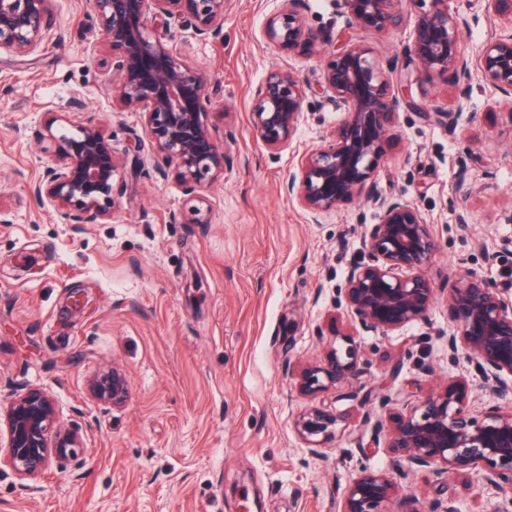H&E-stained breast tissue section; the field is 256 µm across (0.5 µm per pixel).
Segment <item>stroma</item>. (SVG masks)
I'll use <instances>...</instances> for the list:
<instances>
[{"instance_id":"1","label":"stroma","mask_w":512,"mask_h":512,"mask_svg":"<svg viewBox=\"0 0 512 512\" xmlns=\"http://www.w3.org/2000/svg\"><path fill=\"white\" fill-rule=\"evenodd\" d=\"M278 5L229 0L220 40L175 30L173 51L206 78L211 131L229 151L223 177L194 197L175 174L158 173L139 114L113 112V73L89 0H51L53 30L28 57L0 50V379L49 392L58 423L77 429L86 447L53 462L32 492L0 471V512H339L353 478L391 469L371 433L403 411L408 386L417 406L465 377L474 414L512 408V390L490 395L448 349L451 272L480 271L512 295V99L477 79L462 95L440 81L414 84L421 108L400 109L377 188L415 203L431 225L435 300L425 320L400 331H356L333 298L376 209L360 200L312 222L284 191L301 155L330 137L342 113L310 100L292 144L275 155L251 123L268 69L314 84L331 59L291 56L264 40ZM75 98L110 136L124 185L111 220L78 234L25 191L50 162L49 134L84 121L68 109ZM448 111L461 115L452 135L435 119ZM173 211L180 223H170ZM76 290L78 309L68 302ZM331 322L354 337L357 375L336 391L302 394L286 361L318 362L330 339L316 328ZM398 360L402 372L389 379ZM114 368L128 381L118 407L87 393L90 378ZM382 388L387 409L366 412L365 395ZM314 406L341 418L317 456L292 424ZM397 481L403 494L390 512H436L450 498L465 512H495L501 502L462 475L417 471Z\"/></svg>"}]
</instances>
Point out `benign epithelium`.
Returning <instances> with one entry per match:
<instances>
[{
    "mask_svg": "<svg viewBox=\"0 0 512 512\" xmlns=\"http://www.w3.org/2000/svg\"><path fill=\"white\" fill-rule=\"evenodd\" d=\"M51 0H0V50L23 58L50 35ZM228 0H90L103 42L112 50V111L138 112L164 168L175 170L185 191L224 173L228 153L209 125L207 83L173 53L172 23L193 28L203 39L224 36ZM279 10L263 28L269 43L294 56H318L328 41L306 21V0H279ZM348 27L336 43L321 80L311 85L285 68H270L256 88L251 123L272 152L289 144L309 97L323 95L345 112L332 138L301 157L288 178V195L312 219L367 197L378 204L379 219L361 238V257L348 267L335 308L346 311L355 329L387 334L424 319L435 288L425 274L438 242L419 208L402 198L378 195L376 176L397 122L401 102L414 81L443 79L465 90L473 78L505 97L512 96V0H480L487 14L511 24L495 32L472 54L462 48L467 20L449 0H339ZM153 9L157 23L145 18ZM414 18L411 42L402 56L377 60L361 40L367 30L385 32ZM43 150L52 158L43 178L28 186L38 201H51L66 223L79 230L112 218L113 197L123 192L116 180L120 161L109 136L93 115L76 133L51 136ZM448 302L455 329L448 350L473 366L481 386L492 394L509 390L512 379V298L475 270L448 277ZM357 371V347L331 346L318 365L288 362V375L300 391L316 394L343 385ZM469 384L449 381L420 406L395 416L385 434L386 448L409 470L471 476L504 495L497 512H512V409L478 417L468 408ZM88 391L100 403L118 406L127 380L118 369L92 378ZM52 397L30 387L9 389L0 402L7 451L0 465L21 480L35 479L53 461L76 458L83 438L55 425ZM339 417L314 408L293 419V429L312 454L335 436ZM402 486L386 470L363 471L345 491L340 512H388Z\"/></svg>",
    "mask_w": 512,
    "mask_h": 512,
    "instance_id": "obj_1",
    "label": "benign epithelium"
}]
</instances>
